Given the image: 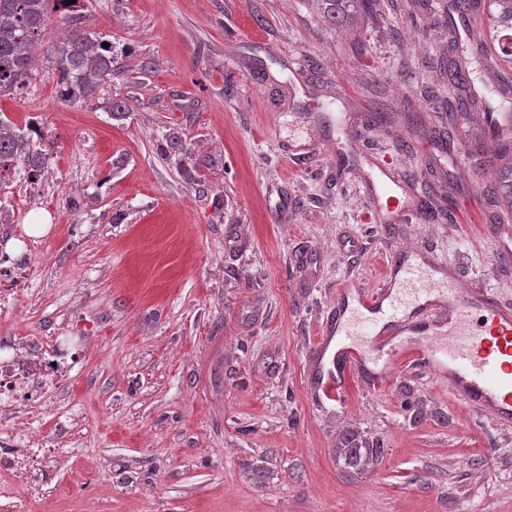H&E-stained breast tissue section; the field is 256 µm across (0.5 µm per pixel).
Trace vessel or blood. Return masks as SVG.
<instances>
[{
    "mask_svg": "<svg viewBox=\"0 0 512 512\" xmlns=\"http://www.w3.org/2000/svg\"><path fill=\"white\" fill-rule=\"evenodd\" d=\"M395 170L384 163L365 198L369 211L385 206L399 219L407 207L393 194ZM406 355L449 383L463 405L496 424L512 423V311L484 288H460L454 271L398 248L376 289L338 287L309 363L311 398L320 406L346 403L350 372L378 388Z\"/></svg>",
    "mask_w": 512,
    "mask_h": 512,
    "instance_id": "vessel-or-blood-1",
    "label": "vessel or blood"
}]
</instances>
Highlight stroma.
<instances>
[{
	"label": "stroma",
	"instance_id": "obj_1",
	"mask_svg": "<svg viewBox=\"0 0 512 512\" xmlns=\"http://www.w3.org/2000/svg\"><path fill=\"white\" fill-rule=\"evenodd\" d=\"M438 2L355 0L338 23L322 0H80L121 66L85 104L57 98L52 14L31 78L0 96L50 151L37 183L0 184L7 250L32 258L0 337L64 334L78 358L32 421L45 455L0 474V512H512V425L448 383L403 362L341 409L306 387L337 285L377 288L391 249L512 310L493 134L478 107L448 122ZM388 158L415 200L396 224L363 196ZM348 431L382 457L343 468Z\"/></svg>",
	"mask_w": 512,
	"mask_h": 512
}]
</instances>
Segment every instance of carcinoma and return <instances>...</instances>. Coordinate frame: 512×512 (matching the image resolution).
Returning <instances> with one entry per match:
<instances>
[{
	"mask_svg": "<svg viewBox=\"0 0 512 512\" xmlns=\"http://www.w3.org/2000/svg\"><path fill=\"white\" fill-rule=\"evenodd\" d=\"M328 14L338 22L344 20L354 0H325ZM66 9L77 7L69 0H0V95L22 87L34 66L32 49L50 19V4ZM476 0H452L448 12L450 47L456 58L448 62V84L465 91L458 96L456 107L448 112L454 121L462 112L482 100L475 90L469 64L480 62L497 82L509 80L512 70V0H488L486 12L488 36L477 35L470 22ZM57 72V88L62 101L77 104L93 101L101 86L114 79L112 51L76 20H71L67 36L52 47ZM500 164L495 173L497 205L512 212V143L500 141L495 150ZM10 161L8 176H18L29 183L38 181L50 160L43 148V136L33 127L21 129L10 120L0 118V160ZM383 448L371 445L360 436L346 435L336 456L356 470L377 460Z\"/></svg>",
	"mask_w": 512,
	"mask_h": 512,
	"instance_id": "cac0c4a2",
	"label": "carcinoma"
}]
</instances>
